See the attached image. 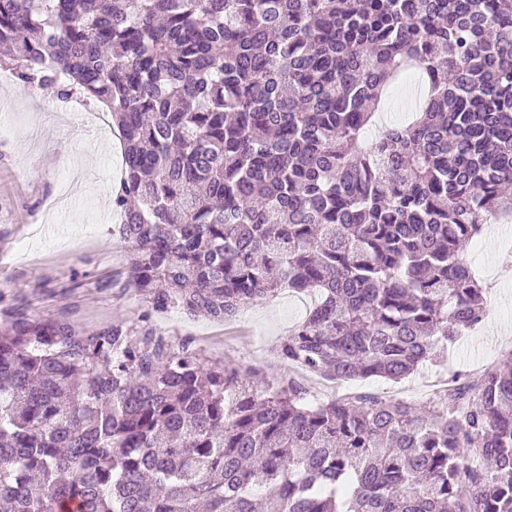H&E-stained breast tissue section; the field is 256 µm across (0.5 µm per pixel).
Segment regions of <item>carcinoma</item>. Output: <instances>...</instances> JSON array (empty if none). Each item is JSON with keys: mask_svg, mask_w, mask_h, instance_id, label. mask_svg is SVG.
<instances>
[{"mask_svg": "<svg viewBox=\"0 0 512 512\" xmlns=\"http://www.w3.org/2000/svg\"><path fill=\"white\" fill-rule=\"evenodd\" d=\"M14 77L120 132L126 288L215 321L319 296L280 345L398 382L484 319L512 218V0H0ZM408 68L413 121L365 132ZM512 512V357L425 406L311 402L151 324L0 323V512Z\"/></svg>", "mask_w": 512, "mask_h": 512, "instance_id": "obj_1", "label": "carcinoma"}]
</instances>
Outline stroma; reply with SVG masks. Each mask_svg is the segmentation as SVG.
<instances>
[{
	"label": "stroma",
	"instance_id": "obj_1",
	"mask_svg": "<svg viewBox=\"0 0 512 512\" xmlns=\"http://www.w3.org/2000/svg\"><path fill=\"white\" fill-rule=\"evenodd\" d=\"M70 112L55 88L35 93L0 66V321L15 309L41 318L67 315L96 330L121 321L134 327L147 312L142 297L124 287L130 254L117 228L112 189L124 175L123 144L110 114L96 101ZM489 290L483 324L444 350L439 363L392 382L369 378L336 383L308 375L320 401L371 395L420 405L437 385L481 373L512 355V223L484 225L462 254ZM309 294L280 291L253 301L234 319L217 322L176 308L152 322L173 350L189 347L209 364L248 372L252 379L296 377L278 346L305 316Z\"/></svg>",
	"mask_w": 512,
	"mask_h": 512
}]
</instances>
